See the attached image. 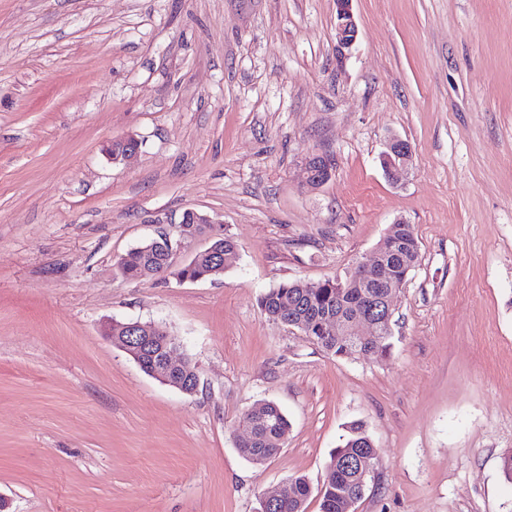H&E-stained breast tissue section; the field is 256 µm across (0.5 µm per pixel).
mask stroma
Returning <instances> with one entry per match:
<instances>
[{"label":"stroma","instance_id":"obj_1","mask_svg":"<svg viewBox=\"0 0 512 512\" xmlns=\"http://www.w3.org/2000/svg\"><path fill=\"white\" fill-rule=\"evenodd\" d=\"M0 0V496L6 512H258L318 485L351 423L378 450L358 512H512V0ZM140 143L112 160V143ZM414 162L384 172L391 137ZM331 179L299 178L308 154ZM192 209L237 244L223 276L115 263ZM419 261L388 356L336 358L260 296L373 256L397 221ZM152 323L200 385L105 335ZM291 427L247 461L243 416ZM359 34L358 24L352 11V0H336L335 39L339 54L356 43ZM333 160L327 155H311L305 159L302 167V179L308 186L318 187L331 177ZM265 412V417L258 422L254 439L250 445L242 447L241 455L256 464L265 463L278 455L288 436L289 422L282 409L274 402L258 404ZM291 484L288 487L286 485L284 488L269 492L264 494L261 497L263 504L272 506L286 497H293V489L295 487V499L293 500H285L278 502L273 509L269 508L268 511H262V505L260 502V512H305L306 502L310 495L311 488L308 481V478L304 475H297L291 479ZM294 484V485H293Z\"/></svg>","mask_w":512,"mask_h":512}]
</instances>
